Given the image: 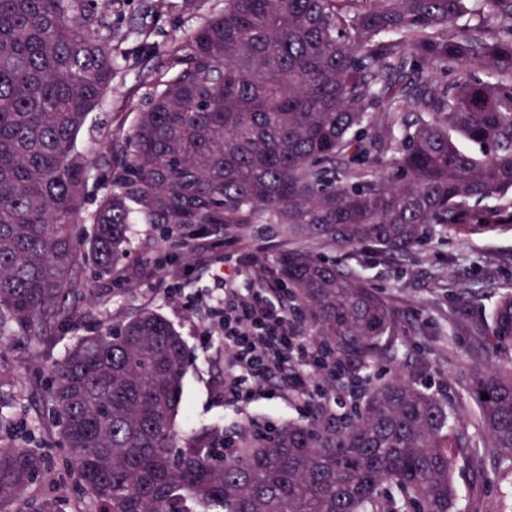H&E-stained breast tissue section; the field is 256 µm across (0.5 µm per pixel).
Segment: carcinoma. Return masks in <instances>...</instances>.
Masks as SVG:
<instances>
[{
	"label": "carcinoma",
	"mask_w": 512,
	"mask_h": 512,
	"mask_svg": "<svg viewBox=\"0 0 512 512\" xmlns=\"http://www.w3.org/2000/svg\"><path fill=\"white\" fill-rule=\"evenodd\" d=\"M110 4L0 0V337L13 324L38 342L75 320L77 262L114 272L133 224H266L288 238L279 279L321 354L365 389L343 414L319 404L244 432L218 461L224 432L175 426L185 342L142 309L46 370L70 475L95 512H453L454 409L373 381L396 313L331 253L400 258L512 223V0H224L179 41L85 213L76 139L112 86ZM487 329L512 342L511 284ZM469 392L472 453L512 469V361L476 369ZM44 474L38 452L1 443L0 512H65L30 495Z\"/></svg>",
	"instance_id": "carcinoma-1"
}]
</instances>
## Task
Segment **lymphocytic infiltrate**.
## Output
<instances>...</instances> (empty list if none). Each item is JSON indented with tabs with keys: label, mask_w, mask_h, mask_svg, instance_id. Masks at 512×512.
<instances>
[{
	"label": "lymphocytic infiltrate",
	"mask_w": 512,
	"mask_h": 512,
	"mask_svg": "<svg viewBox=\"0 0 512 512\" xmlns=\"http://www.w3.org/2000/svg\"><path fill=\"white\" fill-rule=\"evenodd\" d=\"M279 294L276 288H256L243 298L228 288L215 300V312L224 316V347L235 365L224 390L236 399L248 398L249 384L273 373L281 378L283 394L306 396L311 378L325 370L320 353L303 342Z\"/></svg>",
	"instance_id": "f902f5d3"
}]
</instances>
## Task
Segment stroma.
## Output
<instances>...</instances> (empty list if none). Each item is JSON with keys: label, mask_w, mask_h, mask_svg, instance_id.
<instances>
[{"label": "stroma", "mask_w": 512, "mask_h": 512, "mask_svg": "<svg viewBox=\"0 0 512 512\" xmlns=\"http://www.w3.org/2000/svg\"><path fill=\"white\" fill-rule=\"evenodd\" d=\"M223 7L224 0H117L110 27L117 61L112 89L77 136L78 148L92 158L85 210H94L105 193L113 164L109 145L131 134L136 112L153 93L156 71L170 47ZM189 234L188 248L181 249L164 240L161 226L135 225L116 274L76 266L78 291L67 299L80 313L76 322L56 328L40 342L19 331L11 336L4 357L14 375L13 386L6 390L14 403L13 420L0 431V440L46 455L52 470L33 487V494L64 497L76 502L79 512H93L90 496L77 495L53 473L62 452L59 430L41 395L46 368L76 337L115 325L143 307L161 314L187 344L183 407L176 418L181 432L215 426L229 435L253 424L274 428L310 417L311 400L282 397L274 375L252 385L248 401L224 393L232 357L217 329L212 295L222 285L249 295L255 275L273 267L283 248L282 235L253 230L242 234L234 226L214 224L190 228ZM336 257L363 274L396 311L394 353L371 363L370 372L382 381L398 376L439 393L464 422V446L456 451L453 472L458 512H512V470L493 453L474 460L469 450L480 438L478 408L469 393L472 369L494 355L512 356V345L497 348L491 337L473 330L487 313L491 295L512 278V227L452 235L403 261L369 249L340 251ZM456 294L467 299L468 307L455 325L449 305Z\"/></svg>", "instance_id": "1"}]
</instances>
